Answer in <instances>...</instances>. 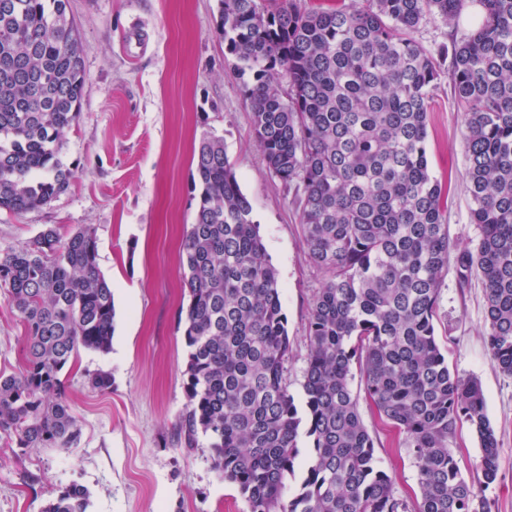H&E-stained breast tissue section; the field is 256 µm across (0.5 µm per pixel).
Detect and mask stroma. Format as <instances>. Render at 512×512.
Listing matches in <instances>:
<instances>
[{
	"label": "stroma",
	"mask_w": 512,
	"mask_h": 512,
	"mask_svg": "<svg viewBox=\"0 0 512 512\" xmlns=\"http://www.w3.org/2000/svg\"><path fill=\"white\" fill-rule=\"evenodd\" d=\"M82 44L85 88L80 114L60 158L73 169L69 189L50 205L24 213L0 210V252L18 248L46 227L68 236L94 229L98 266L115 303L112 348L83 349L66 394L79 418V444L39 448L24 457L0 443V512H42L77 483L89 512H249L236 487L213 467L206 440L184 447L179 420L187 404L184 307L188 294L180 242L198 204L194 152L216 132L243 192L251 199L267 254L278 272L288 320V390L303 400L307 322L324 278L310 266L293 194L271 175L240 76L217 28L218 0H70ZM483 16L468 0L453 25L421 28L430 49L474 30ZM462 114L448 84L435 90L428 116V161L450 182V257L478 242L462 185ZM435 334L450 369L480 381L498 441L497 477L483 488L489 512H512V376L489 359L485 290L478 276L444 274ZM24 326L0 292V372L23 366ZM108 373L101 393L90 374ZM361 416L379 465L398 497L415 504L417 470L404 438L369 405Z\"/></svg>",
	"instance_id": "stroma-1"
}]
</instances>
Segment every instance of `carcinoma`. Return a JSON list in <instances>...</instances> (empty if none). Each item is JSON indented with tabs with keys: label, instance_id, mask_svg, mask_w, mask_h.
I'll list each match as a JSON object with an SVG mask.
<instances>
[{
	"label": "carcinoma",
	"instance_id": "obj_1",
	"mask_svg": "<svg viewBox=\"0 0 512 512\" xmlns=\"http://www.w3.org/2000/svg\"><path fill=\"white\" fill-rule=\"evenodd\" d=\"M217 26L241 74L269 170L295 190L304 246L325 273L308 322L304 409L288 392L290 342L278 275L224 151L208 132L194 156L199 201L182 240L187 448L208 441L249 512H408L379 469L365 399L405 436L418 470L414 512H487L478 486L497 476V438L480 383L450 370L435 336L448 269V189L429 171L432 93L448 77L462 110L464 187L475 248L457 255L486 297L487 349L512 375V0H479L472 32L428 50L414 33L451 25L465 0H351L339 11L301 0H218ZM69 0H0V209L49 205L74 177L59 158L85 86ZM288 83L282 94L281 80ZM97 238L53 227L0 254V290L25 329V363L0 373V439L26 454L68 450L81 429L61 375L80 348L111 349L112 288ZM481 460L468 480L457 425ZM311 459L290 498L301 436ZM72 484L43 512H88ZM451 448H457L461 458V470L467 479L476 475L475 466L480 461L481 449L473 428L466 422L458 425L451 440Z\"/></svg>",
	"mask_w": 512,
	"mask_h": 512
}]
</instances>
